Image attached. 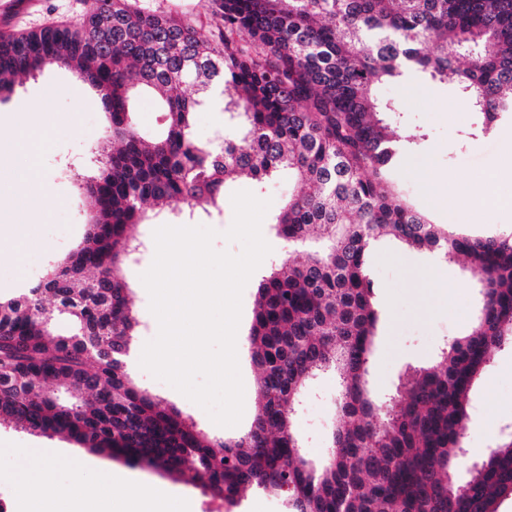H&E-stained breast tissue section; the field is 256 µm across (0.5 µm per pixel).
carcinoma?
Segmentation results:
<instances>
[{
  "instance_id": "1",
  "label": "carcinoma",
  "mask_w": 512,
  "mask_h": 512,
  "mask_svg": "<svg viewBox=\"0 0 512 512\" xmlns=\"http://www.w3.org/2000/svg\"><path fill=\"white\" fill-rule=\"evenodd\" d=\"M210 2L209 41L201 13L157 14L138 0H96L75 22L0 33V101L21 74L75 64L112 124L96 172L75 182L95 208L85 242L37 286L0 300V423L66 432L228 506L252 489L282 499L285 512H499L512 497V432L469 467L463 439L476 381L512 347V234L433 224L392 189L403 152L426 134L398 133L384 119L395 107L374 89L409 72L451 74L478 118L471 138L512 121V0ZM182 86L197 96L175 94ZM140 92L157 96L164 116L151 140L133 119ZM206 104L228 123L201 141L195 114ZM284 169L299 190L272 221L288 254L261 275L249 332L258 412L243 435L211 436L130 379L140 322L121 264L140 243L129 229L145 205L191 219L221 210L236 177L265 184ZM387 237L465 259L480 306L467 334L377 400L369 257ZM331 372L340 425L317 465L286 447H302L304 388Z\"/></svg>"
}]
</instances>
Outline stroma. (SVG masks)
Instances as JSON below:
<instances>
[{"label": "stroma", "instance_id": "stroma-1", "mask_svg": "<svg viewBox=\"0 0 512 512\" xmlns=\"http://www.w3.org/2000/svg\"><path fill=\"white\" fill-rule=\"evenodd\" d=\"M94 0H18L0 16L13 31L72 22L90 13ZM391 99L403 120L420 127L426 139L404 153L395 171L393 186L407 194L437 224H457L476 236L512 232V206L499 205L493 214L469 205L434 199L431 179H448L471 191L496 172L512 124L478 139H470L475 117L452 83H440L420 74H406L399 81L378 87ZM106 118L96 92L83 83L75 69L49 66L33 76L17 78L8 100L0 102V220L22 225L16 237L0 240V299L17 296L42 279L46 270L80 245L88 231L92 209L72 179L75 171L90 166L92 151L102 140ZM25 126L36 129V143L27 152L14 150L13 140ZM34 171L46 186L35 209L21 200L19 172ZM169 215L135 225L132 233L144 247L123 267L141 325L134 347L144 346L158 333V322L149 310V294L141 276L155 256L153 232L171 224ZM370 272L376 281L375 302L381 319L372 355L370 388L374 396L394 389L409 368L432 364L439 350L465 334L478 309V288L462 261L434 267L429 253L408 249L390 240L379 243L372 254ZM255 303V285L247 283L236 348L244 385V413L234 427L216 425L198 405L167 383L154 378L136 363H129L133 381L148 389L162 407L192 417L210 434L225 438L241 435L257 413L259 371L251 360L248 332ZM339 387L335 375L323 374L305 389L295 415L303 450L323 460L331 432L338 424ZM512 427V348L498 351L477 380L471 397L466 430L473 457L492 447L501 429ZM53 467L55 488L74 483L94 486L107 481L110 471L125 474L130 483L151 491L175 490L186 497L193 512H209L210 495L200 487L159 471L134 468L124 460L93 454L64 434L39 435L11 423L0 424V503L13 507L18 487L31 480L40 460Z\"/></svg>", "mask_w": 512, "mask_h": 512}]
</instances>
